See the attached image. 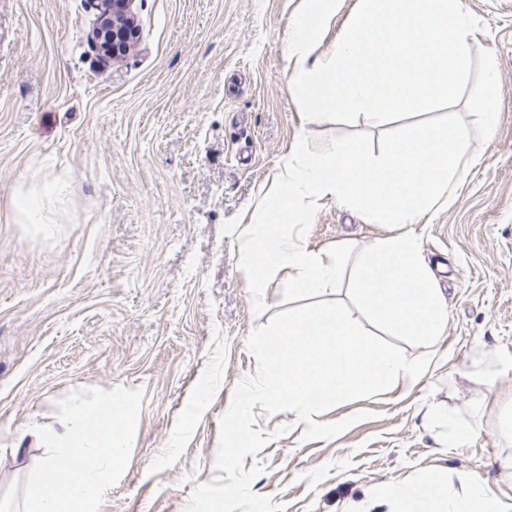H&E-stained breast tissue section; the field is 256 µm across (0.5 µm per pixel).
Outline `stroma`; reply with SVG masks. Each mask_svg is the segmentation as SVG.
<instances>
[{
  "label": "stroma",
  "mask_w": 512,
  "mask_h": 512,
  "mask_svg": "<svg viewBox=\"0 0 512 512\" xmlns=\"http://www.w3.org/2000/svg\"><path fill=\"white\" fill-rule=\"evenodd\" d=\"M303 0H134L138 39L108 58L87 0H0V495L45 450L21 429L58 425L75 389L143 393L130 462L100 512H186L211 481L219 421L257 371L249 335L316 303L272 271L256 304L243 260L259 195L301 141L382 154L418 123L455 125L475 158L450 200L411 230L448 299L426 375L337 404L318 422L365 413L327 440H302L295 412L265 415L270 433L245 467L285 512H351L380 488L431 473L475 475L508 506L512 477V0H463L487 26L471 35L473 69L456 105L378 125L305 119L284 46ZM498 71L499 122L486 134L469 107L486 62ZM47 181L65 193L42 224L18 223L15 198ZM400 225L325 199L291 227L342 255L330 301H348L357 253ZM472 425L463 447L448 422Z\"/></svg>",
  "instance_id": "obj_1"
}]
</instances>
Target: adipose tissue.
<instances>
[{
    "label": "adipose tissue",
    "instance_id": "obj_1",
    "mask_svg": "<svg viewBox=\"0 0 512 512\" xmlns=\"http://www.w3.org/2000/svg\"><path fill=\"white\" fill-rule=\"evenodd\" d=\"M465 133L456 127L415 125L379 156L336 141L324 146L302 143L294 164L258 202L262 220L249 226L244 260L254 287H263L271 270L293 274V288L322 294L334 288L339 261L307 248L287 232L286 217L302 203L332 198L341 206L380 218L385 224H417L446 203L459 176L473 164ZM463 491L448 500L438 475L418 486L383 488L391 512H506L491 490L469 474H458Z\"/></svg>",
    "mask_w": 512,
    "mask_h": 512
}]
</instances>
